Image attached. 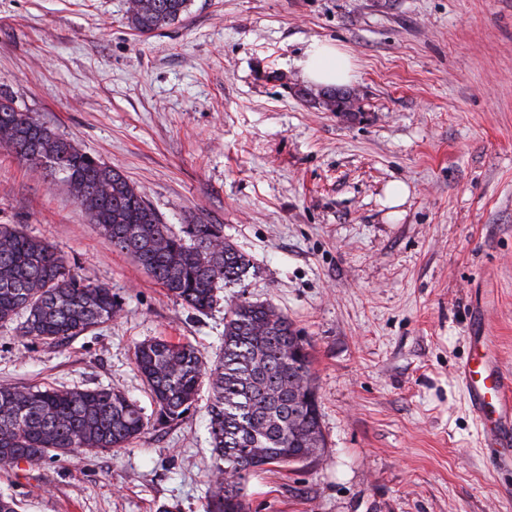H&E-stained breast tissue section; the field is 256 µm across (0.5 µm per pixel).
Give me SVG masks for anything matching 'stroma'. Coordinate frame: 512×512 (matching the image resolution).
Wrapping results in <instances>:
<instances>
[{
    "label": "stroma",
    "mask_w": 512,
    "mask_h": 512,
    "mask_svg": "<svg viewBox=\"0 0 512 512\" xmlns=\"http://www.w3.org/2000/svg\"><path fill=\"white\" fill-rule=\"evenodd\" d=\"M352 58V113L297 59ZM0 92L118 169L174 232L220 224L254 272L196 312L89 224L69 186L0 149V224L121 304L59 345L0 323V385L123 391L135 346L192 343L273 304L309 344L327 439L250 477L249 512H512V461L478 440L457 369L483 312L512 371V0H190L141 35L127 0H0ZM210 390L125 448L0 466L19 512H205Z\"/></svg>",
    "instance_id": "stroma-1"
}]
</instances>
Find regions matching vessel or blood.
Masks as SVG:
<instances>
[{
    "label": "vessel or blood",
    "mask_w": 512,
    "mask_h": 512,
    "mask_svg": "<svg viewBox=\"0 0 512 512\" xmlns=\"http://www.w3.org/2000/svg\"><path fill=\"white\" fill-rule=\"evenodd\" d=\"M471 359L459 369L466 397L489 450L512 446V375L499 365L495 344L483 325H476Z\"/></svg>",
    "instance_id": "obj_1"
}]
</instances>
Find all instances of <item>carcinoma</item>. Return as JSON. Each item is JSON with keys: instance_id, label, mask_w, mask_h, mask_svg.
<instances>
[{"instance_id": "carcinoma-1", "label": "carcinoma", "mask_w": 512, "mask_h": 512, "mask_svg": "<svg viewBox=\"0 0 512 512\" xmlns=\"http://www.w3.org/2000/svg\"><path fill=\"white\" fill-rule=\"evenodd\" d=\"M190 0H135L128 26L145 35L179 21ZM0 148L33 169L78 184L89 222L132 255L173 298L203 313L218 291L243 281L251 260L220 224L172 231L119 170L80 150L31 112H0ZM121 311L104 284L84 282L48 242L0 224V322L24 316L22 332L60 344ZM136 368L157 407L155 424L184 419L208 379L211 445L223 461L211 476L206 512H248L245 485L267 464L292 466L325 451L310 354L293 323L270 303L240 301L224 317L223 356L207 367L190 343L138 344ZM149 424L115 389L60 390L0 385V465L39 462L80 449H121Z\"/></svg>"}]
</instances>
